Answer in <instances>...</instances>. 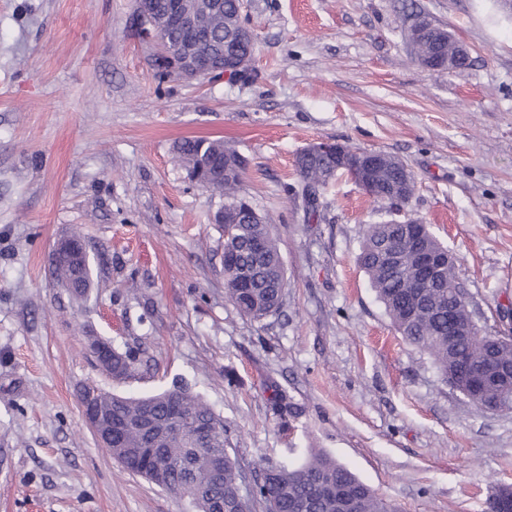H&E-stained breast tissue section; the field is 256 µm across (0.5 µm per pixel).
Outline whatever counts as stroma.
<instances>
[{
    "mask_svg": "<svg viewBox=\"0 0 512 512\" xmlns=\"http://www.w3.org/2000/svg\"><path fill=\"white\" fill-rule=\"evenodd\" d=\"M469 53L432 71L402 0H246L256 74L155 78L135 0H0V512H190L125 470L88 428L80 392L187 384L255 473L328 453L401 512H486L512 485V412L476 408L407 344L357 264L369 225L428 224L484 333L512 309V6L416 0ZM221 138L250 164L240 193L271 218L287 269L279 313L224 289L223 199L175 160ZM335 141L405 162L402 210L342 175L304 220L295 160ZM81 234L94 286L57 287L55 241ZM136 358L115 381L88 336ZM282 389L296 408L280 415Z\"/></svg>",
    "mask_w": 512,
    "mask_h": 512,
    "instance_id": "stroma-1",
    "label": "stroma"
}]
</instances>
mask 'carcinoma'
<instances>
[{"mask_svg": "<svg viewBox=\"0 0 512 512\" xmlns=\"http://www.w3.org/2000/svg\"><path fill=\"white\" fill-rule=\"evenodd\" d=\"M210 40L194 48L199 56L224 54L226 40L234 37L243 23L238 0H224V8L213 10L206 0H184ZM167 0H137V25L159 27ZM238 151L222 139L187 138L176 146V158L189 175L203 174L205 189L224 199V286L240 315L261 321L276 313L283 302L285 265L271 234L269 220L245 209L248 201L238 195L241 178L219 179L212 164L237 162ZM300 180L286 188L307 204V221L319 220L316 197L308 188H326L338 175L336 154L324 152L296 160ZM411 176L390 163L375 174L371 196L388 200L386 187ZM406 194L390 204L410 201ZM418 236L422 246L442 257L448 249L424 227L392 219L369 225L357 261L371 287L383 303L396 330L405 341L429 353L448 384L474 405L481 406L500 396L493 386L475 389L470 374L485 368L512 366V344L494 345L484 336L461 329L466 324L448 321V305L462 293L455 276L456 258L445 269L446 288H431L419 281L405 251L408 238ZM58 284L77 299L85 298L92 286L91 268L84 269L78 287L74 267L57 262ZM99 366L121 380L129 375L134 358L112 349V359L96 355ZM108 409L112 425L120 427L112 438V457L126 469L147 478L158 487L188 501L193 512H213L214 502L224 501V512H342V500L353 503V512H397L369 485L325 453H312L300 464L267 465L252 500L237 502L240 474L225 448L224 422L197 395L174 388L144 397L121 396L95 385L85 387Z\"/></svg>", "mask_w": 512, "mask_h": 512, "instance_id": "cac0c4a2", "label": "carcinoma"}]
</instances>
